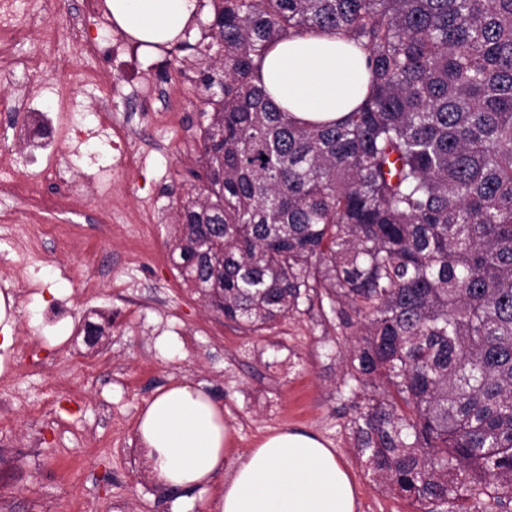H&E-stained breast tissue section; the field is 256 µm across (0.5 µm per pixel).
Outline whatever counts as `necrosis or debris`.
I'll return each mask as SVG.
<instances>
[{
	"label": "necrosis or debris",
	"instance_id": "4bbe7bcc",
	"mask_svg": "<svg viewBox=\"0 0 512 512\" xmlns=\"http://www.w3.org/2000/svg\"><path fill=\"white\" fill-rule=\"evenodd\" d=\"M50 0H0V81L13 89V109L20 112V124L11 117L0 120V133H13L23 147V155L34 157L44 151L57 149L60 143L76 139H98L113 145L126 166H137L141 156L128 147L127 137H114L113 125L104 116L111 110V86L101 69L75 65L70 57H55L53 67L59 78L45 82L43 58L38 54L21 52L19 46L29 39L40 44H54L57 31L46 23ZM92 89L93 98L82 103L78 93ZM51 93L54 102L52 114L32 109L31 102L43 93ZM102 113L97 131H85L77 115L86 110ZM20 156L0 154V218L12 220L24 217L30 224H46L51 217L69 213L70 201L77 195L80 184L77 171L58 165L46 167L43 182L65 186L63 194L50 196L42 191L43 182L14 179L13 172Z\"/></svg>",
	"mask_w": 512,
	"mask_h": 512
}]
</instances>
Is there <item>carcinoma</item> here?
I'll use <instances>...</instances> for the list:
<instances>
[{"instance_id":"1","label":"carcinoma","mask_w":512,"mask_h":512,"mask_svg":"<svg viewBox=\"0 0 512 512\" xmlns=\"http://www.w3.org/2000/svg\"><path fill=\"white\" fill-rule=\"evenodd\" d=\"M201 197L176 263L259 331L314 305L354 329L355 454L412 512L512 504V0H212ZM330 33L368 55L333 122L256 84L272 46Z\"/></svg>"}]
</instances>
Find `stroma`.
<instances>
[{"label":"stroma","instance_id":"35a3bbf8","mask_svg":"<svg viewBox=\"0 0 512 512\" xmlns=\"http://www.w3.org/2000/svg\"><path fill=\"white\" fill-rule=\"evenodd\" d=\"M212 18L211 0H198L181 48L135 60L124 51L104 63L112 81L166 74L183 119L167 124L151 112L133 130L132 145L146 159L140 168L60 145L61 160L90 190L78 238L63 248L47 235L32 247L26 225L0 223V291L13 295L17 321L11 347L0 349V398L14 400L0 424V512H207L198 495L180 501L157 485L135 442L142 407L173 378L203 384L223 401L237 450L284 427L314 433L347 468L356 512H410L354 452L350 402L341 394L349 338L334 317L314 308L253 332L210 309L175 268L176 210L201 186L194 173L209 106L199 43ZM101 166L110 167V180L98 179ZM112 200L131 215L158 207L160 218L146 227L92 223ZM90 274L101 284L91 300L80 293ZM90 321L104 327L94 344L85 334ZM52 336L60 344L50 345ZM38 406L45 414H35Z\"/></svg>","mask_w":512,"mask_h":512}]
</instances>
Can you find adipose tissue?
<instances>
[{
    "label": "adipose tissue",
    "mask_w": 512,
    "mask_h": 512,
    "mask_svg": "<svg viewBox=\"0 0 512 512\" xmlns=\"http://www.w3.org/2000/svg\"><path fill=\"white\" fill-rule=\"evenodd\" d=\"M116 26L142 43L174 40L197 0H108ZM366 54L333 35L278 42L265 57L262 86L283 111L327 122L352 111L367 92ZM135 438L157 483L197 492L210 512H355L356 490L335 449L318 436L277 429L247 451L233 446L223 405L180 379L140 411Z\"/></svg>",
    "instance_id": "obj_1"
}]
</instances>
